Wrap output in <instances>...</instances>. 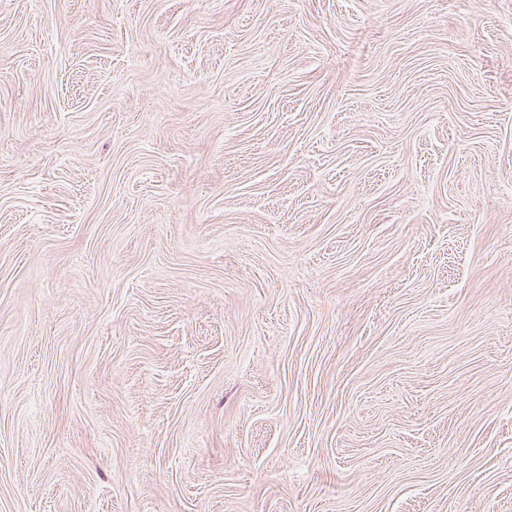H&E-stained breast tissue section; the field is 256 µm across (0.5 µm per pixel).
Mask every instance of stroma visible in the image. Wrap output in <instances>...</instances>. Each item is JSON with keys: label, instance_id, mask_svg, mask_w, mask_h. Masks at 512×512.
<instances>
[{"label": "stroma", "instance_id": "35a3bbf8", "mask_svg": "<svg viewBox=\"0 0 512 512\" xmlns=\"http://www.w3.org/2000/svg\"><path fill=\"white\" fill-rule=\"evenodd\" d=\"M0 512H512V0H0Z\"/></svg>", "mask_w": 512, "mask_h": 512}]
</instances>
